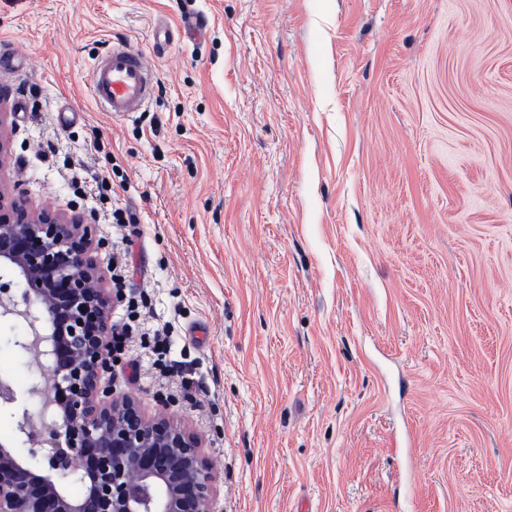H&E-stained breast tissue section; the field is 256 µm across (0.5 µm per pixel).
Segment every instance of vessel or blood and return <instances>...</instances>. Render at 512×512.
<instances>
[{
    "mask_svg": "<svg viewBox=\"0 0 512 512\" xmlns=\"http://www.w3.org/2000/svg\"><path fill=\"white\" fill-rule=\"evenodd\" d=\"M156 84L155 68L146 53L121 42L96 59L89 72L92 99L116 118L143 111Z\"/></svg>",
    "mask_w": 512,
    "mask_h": 512,
    "instance_id": "obj_1",
    "label": "vessel or blood"
}]
</instances>
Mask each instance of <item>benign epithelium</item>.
<instances>
[{
	"mask_svg": "<svg viewBox=\"0 0 512 512\" xmlns=\"http://www.w3.org/2000/svg\"><path fill=\"white\" fill-rule=\"evenodd\" d=\"M99 227L9 202L0 219V319L32 354L20 401L0 375V409L16 418L0 439V512H213L216 477L200 438L168 417L148 418L106 381L112 370V296L99 287ZM82 485L73 496L70 482Z\"/></svg>",
	"mask_w": 512,
	"mask_h": 512,
	"instance_id": "7a95c632",
	"label": "benign epithelium"
}]
</instances>
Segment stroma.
<instances>
[{
  "label": "stroma",
  "instance_id": "1",
  "mask_svg": "<svg viewBox=\"0 0 512 512\" xmlns=\"http://www.w3.org/2000/svg\"><path fill=\"white\" fill-rule=\"evenodd\" d=\"M1 40L0 191L93 215L105 288L130 241L111 315L147 291L199 384L112 387L199 436L214 512H512V0H0ZM156 84L155 68L146 53L121 42L112 44L89 72L92 99L114 118L142 112Z\"/></svg>",
  "mask_w": 512,
  "mask_h": 512
}]
</instances>
